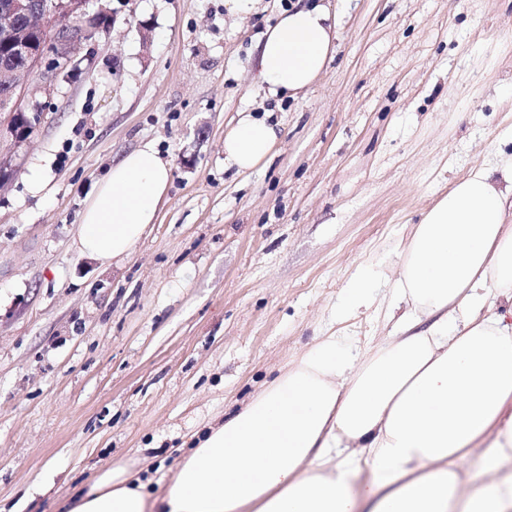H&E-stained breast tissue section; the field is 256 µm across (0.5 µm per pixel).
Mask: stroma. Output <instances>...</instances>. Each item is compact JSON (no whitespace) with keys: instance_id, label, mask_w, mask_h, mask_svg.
<instances>
[{"instance_id":"1","label":"stroma","mask_w":512,"mask_h":512,"mask_svg":"<svg viewBox=\"0 0 512 512\" xmlns=\"http://www.w3.org/2000/svg\"><path fill=\"white\" fill-rule=\"evenodd\" d=\"M224 2L110 0L0 187V512H58L115 460L169 484L184 436L335 331L351 278L512 155V0H331L334 59L289 99L253 80L282 0ZM242 111L282 132L245 175L224 166ZM148 140L171 164L157 223L130 256L81 255L96 183Z\"/></svg>"}]
</instances>
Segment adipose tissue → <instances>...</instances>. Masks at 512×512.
Masks as SVG:
<instances>
[{
	"label": "adipose tissue",
	"mask_w": 512,
	"mask_h": 512,
	"mask_svg": "<svg viewBox=\"0 0 512 512\" xmlns=\"http://www.w3.org/2000/svg\"><path fill=\"white\" fill-rule=\"evenodd\" d=\"M336 38L330 7L298 0L258 43L255 82L273 96L307 90ZM280 140L240 112L224 161L252 171ZM170 181L155 143L124 154L79 214V253L129 254ZM381 283L389 331L373 347L351 355L321 337L192 437L172 483L152 488L117 461L62 512H512V157L472 169L428 210L395 277L352 279L347 316L370 309ZM473 458L486 462L478 487L459 475Z\"/></svg>",
	"instance_id": "obj_1"
}]
</instances>
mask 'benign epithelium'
Instances as JSON below:
<instances>
[{"instance_id":"7a95c632","label":"benign epithelium","mask_w":512,"mask_h":512,"mask_svg":"<svg viewBox=\"0 0 512 512\" xmlns=\"http://www.w3.org/2000/svg\"><path fill=\"white\" fill-rule=\"evenodd\" d=\"M18 17L29 24H13ZM113 24L106 0H0V43L23 57L20 65L0 62V131L14 147L40 127L57 76L77 64L76 46ZM35 71L43 78L37 84L29 82Z\"/></svg>"}]
</instances>
